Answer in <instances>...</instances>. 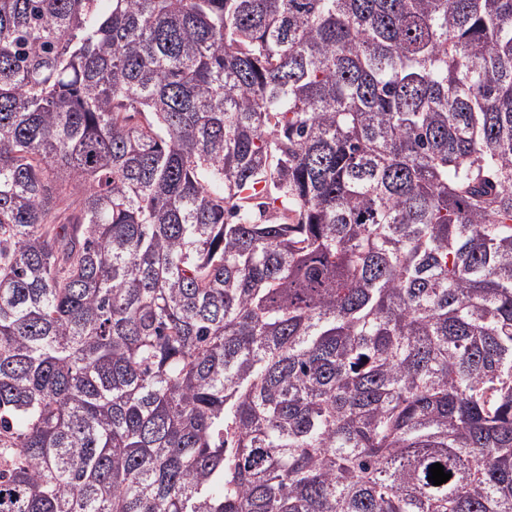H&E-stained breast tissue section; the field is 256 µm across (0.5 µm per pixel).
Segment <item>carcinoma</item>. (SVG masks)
<instances>
[{
  "label": "carcinoma",
  "instance_id": "1",
  "mask_svg": "<svg viewBox=\"0 0 512 512\" xmlns=\"http://www.w3.org/2000/svg\"><path fill=\"white\" fill-rule=\"evenodd\" d=\"M0 512H512V0H0Z\"/></svg>",
  "mask_w": 512,
  "mask_h": 512
}]
</instances>
